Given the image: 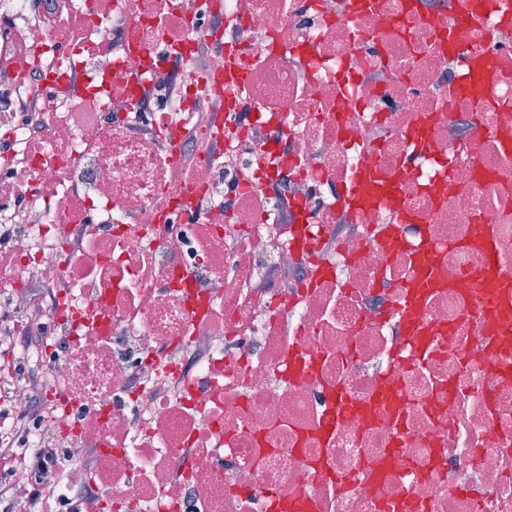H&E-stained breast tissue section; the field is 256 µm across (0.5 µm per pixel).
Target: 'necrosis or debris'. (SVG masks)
<instances>
[{
	"label": "necrosis or debris",
	"mask_w": 512,
	"mask_h": 512,
	"mask_svg": "<svg viewBox=\"0 0 512 512\" xmlns=\"http://www.w3.org/2000/svg\"><path fill=\"white\" fill-rule=\"evenodd\" d=\"M137 4L0 0V433L39 460L0 505L512 512V294L475 292L512 272V17Z\"/></svg>",
	"instance_id": "1"
}]
</instances>
